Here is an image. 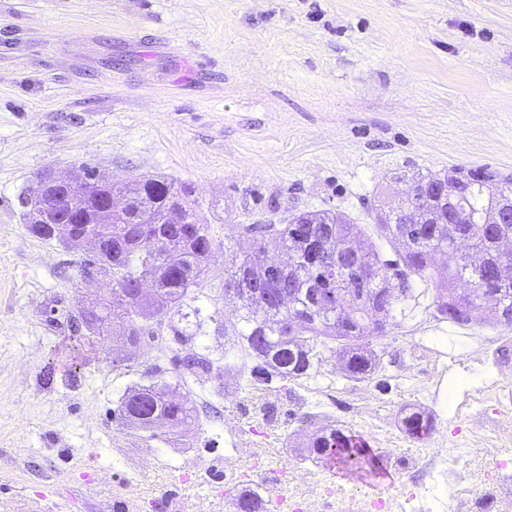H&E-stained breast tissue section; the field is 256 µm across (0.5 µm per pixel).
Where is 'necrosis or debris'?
I'll use <instances>...</instances> for the list:
<instances>
[{"mask_svg": "<svg viewBox=\"0 0 512 512\" xmlns=\"http://www.w3.org/2000/svg\"><path fill=\"white\" fill-rule=\"evenodd\" d=\"M481 396L462 407L467 447L457 449L468 467L466 485L453 494L448 512H512V370L504 369L481 411ZM444 448H419L405 461L402 488L395 494L352 492L319 481L303 488L284 470H265L251 484L266 497L267 512H426L427 486L438 477L456 480Z\"/></svg>", "mask_w": 512, "mask_h": 512, "instance_id": "obj_1", "label": "necrosis or debris"}]
</instances>
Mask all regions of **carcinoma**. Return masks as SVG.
Segmentation results:
<instances>
[{"label": "carcinoma", "instance_id": "cac0c4a2", "mask_svg": "<svg viewBox=\"0 0 512 512\" xmlns=\"http://www.w3.org/2000/svg\"><path fill=\"white\" fill-rule=\"evenodd\" d=\"M87 176L96 182L87 196H77L70 187L57 186L38 207L26 210V229L33 235L66 244L52 228L36 222L35 212L65 208L73 199L84 205L86 222L72 227L70 234L96 238L101 255L112 263V302L105 303L100 313L93 315L88 328L91 336H107L110 325L120 322L130 336H141L144 323L163 310L179 309L188 294L201 286L209 272L208 256L216 240L211 225L202 223L193 199V188L166 179L147 178L134 183H109L90 171ZM118 195L125 199L121 211L104 209V197ZM512 197V187L497 193L485 191V176H465L461 194H448V208L464 217L461 227L471 239L474 250L483 256L478 266L458 264L454 267L439 263L444 253V241L427 235L411 243L398 237L397 224H378L377 231L394 250L395 258L385 259L380 252H363L355 261L357 270L367 273L366 280L351 271L339 282L325 287L319 273L306 266V250L294 235L291 224H242L241 233L256 244V253L232 257L224 264V288L239 295L256 289L263 281V263L281 265L277 286L287 296V302L270 301L259 304L250 299L241 302L237 323L224 328V335L233 337L232 355L253 362L245 387L270 384L273 379L298 380L313 378L330 357L339 356L345 376L353 381H365L378 370L380 360L367 349L371 338H381L386 328L379 323L377 293L386 289L394 274L403 277V287L388 304L385 321L395 314H405L409 302L421 292L433 291V304L441 319L466 325L479 317L486 297L494 295L503 308L512 312V279L505 282L491 275L496 270L500 253L495 236L512 239L511 224H493L491 220L503 200ZM178 207V222L168 218V207ZM312 223L305 225L307 239L330 252L364 233L361 224H352L340 213L310 212ZM141 277L152 280V294L134 293ZM423 291H418V287ZM459 301L464 309L451 304ZM288 317L300 319L299 331L289 334L284 327ZM343 321L348 332L337 329ZM176 378L186 381L190 376L205 381L211 373V362L200 354H188L176 360ZM169 385L158 382L154 390L134 384L122 397L119 422L145 433L146 439L156 437V427L149 419L152 410L169 423V429L185 437L196 423V408L190 401L175 404L168 399ZM407 434L419 438L428 434L431 425L419 411L407 413L401 419ZM309 454L313 459L337 464L345 474L362 477L384 467L383 457L376 453L360 435L333 425H326L310 436Z\"/></svg>", "mask_w": 512, "mask_h": 512}]
</instances>
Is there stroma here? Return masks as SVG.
I'll return each mask as SVG.
<instances>
[{
  "mask_svg": "<svg viewBox=\"0 0 512 512\" xmlns=\"http://www.w3.org/2000/svg\"><path fill=\"white\" fill-rule=\"evenodd\" d=\"M50 170L193 186L219 244L187 299L205 386L175 385L177 342L75 343L72 317L112 282L82 284L77 252L25 229L19 199ZM454 171L512 183V0H0V504L45 494L102 512L137 479L135 498L193 503L223 484L235 448L398 492L419 446L403 410L452 433L462 398L497 380L495 355L472 352L512 327L488 309L464 327L438 320L427 294L371 340L368 418L339 405L329 420L363 435L383 425L390 477H349L309 459L304 437L320 394L351 388L341 369L249 393L225 381L222 328L239 310L224 258L250 251L241 225L324 209L368 225L404 177ZM156 366L197 408L188 440L148 442L118 420L125 389Z\"/></svg>",
  "mask_w": 512,
  "mask_h": 512,
  "instance_id": "stroma-1",
  "label": "stroma"
}]
</instances>
